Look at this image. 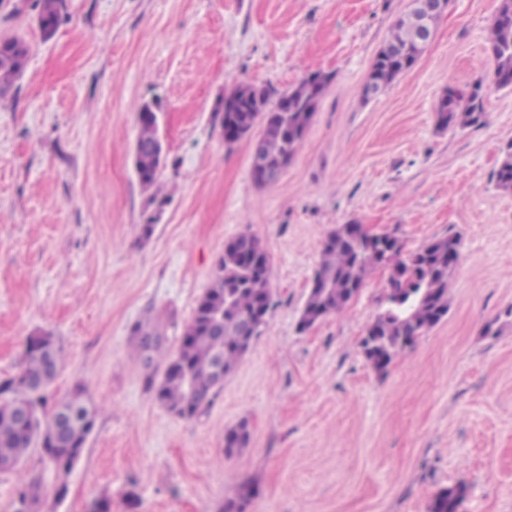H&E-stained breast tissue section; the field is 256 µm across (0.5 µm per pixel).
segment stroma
<instances>
[{
  "instance_id": "obj_1",
  "label": "stroma",
  "mask_w": 512,
  "mask_h": 512,
  "mask_svg": "<svg viewBox=\"0 0 512 512\" xmlns=\"http://www.w3.org/2000/svg\"><path fill=\"white\" fill-rule=\"evenodd\" d=\"M33 2L0 0V35L30 45L0 102V380L30 336L50 333L64 355L52 392L83 383L97 416L68 473L35 451L0 473V512H16L30 479L41 512L104 499L111 512H224L246 482L258 489L247 512H428L458 485L461 512H512V193L493 179L512 89L491 86L486 44L501 0H449L415 65L367 99L412 0H65L47 41ZM313 71L331 81L303 143L257 186L261 131L225 143L219 104L239 83L281 93ZM478 80L485 122L440 130L438 100ZM151 99L170 162L157 213L134 171L137 108ZM350 222L408 253L461 239L447 317L382 373L360 342L387 270L340 314L298 327L323 240ZM243 232L266 248L276 306L214 405L184 420L146 388L130 329L150 308L173 315L175 349ZM244 419L248 447L226 454Z\"/></svg>"
}]
</instances>
